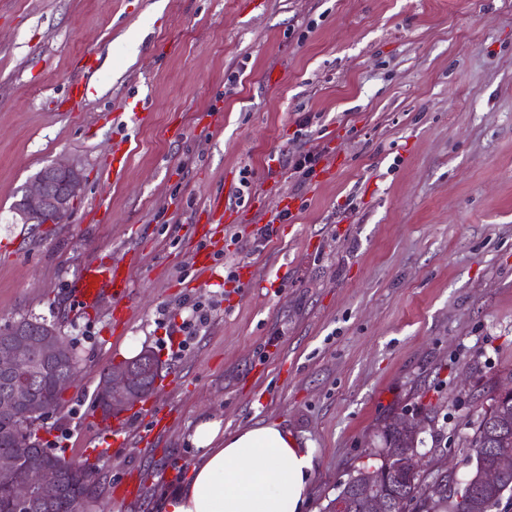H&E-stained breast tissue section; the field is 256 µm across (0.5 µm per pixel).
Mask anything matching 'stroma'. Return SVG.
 Here are the masks:
<instances>
[{"label": "stroma", "mask_w": 512, "mask_h": 512, "mask_svg": "<svg viewBox=\"0 0 512 512\" xmlns=\"http://www.w3.org/2000/svg\"><path fill=\"white\" fill-rule=\"evenodd\" d=\"M53 163L83 174L73 210L22 223L17 195ZM218 194L238 216L211 238ZM105 257L131 261L118 327L111 300L81 314L72 294ZM245 265L259 287L227 281ZM196 308L206 322L171 347L161 320ZM21 317L83 358L38 432L67 460L105 441L107 367L148 347L178 376L153 399L169 428L143 446L128 410L84 512H161L205 418L275 421L315 448L304 512L379 466L400 416L423 426L426 480L463 481L512 373V0H0V324ZM134 480L136 500L115 497ZM111 417V418H108ZM106 420L96 421L98 428L112 439V452L117 453L127 446L126 420L123 416H104Z\"/></svg>", "instance_id": "35a3bbf8"}]
</instances>
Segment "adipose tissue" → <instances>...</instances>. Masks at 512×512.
<instances>
[{"label":"adipose tissue","instance_id":"ef3b65f1","mask_svg":"<svg viewBox=\"0 0 512 512\" xmlns=\"http://www.w3.org/2000/svg\"><path fill=\"white\" fill-rule=\"evenodd\" d=\"M196 459L166 495L163 512H302L314 475V451L270 421L232 433L221 420L197 423Z\"/></svg>","mask_w":512,"mask_h":512}]
</instances>
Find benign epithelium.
<instances>
[{"instance_id":"1","label":"benign epithelium","mask_w":512,"mask_h":512,"mask_svg":"<svg viewBox=\"0 0 512 512\" xmlns=\"http://www.w3.org/2000/svg\"><path fill=\"white\" fill-rule=\"evenodd\" d=\"M82 173L74 166L55 164L41 169L24 189L23 196L14 211L25 224H39L49 216L65 218L78 198ZM0 346V383L5 391L0 393V412L5 414L22 411L33 415L38 421L49 414V408L40 402L35 390V380L45 364L60 357L65 339L50 325L34 331L10 327L4 331ZM155 364L143 351L128 363L112 370L98 389L100 410L115 412L133 406L149 397L155 384L146 387L140 384L142 373H150ZM416 444L409 445L399 456V467L408 476H421ZM512 470V454L502 452L494 464L483 468L473 482L487 492L499 488L503 475ZM0 485L9 488L17 502L32 506L39 502H60L63 484L61 480L44 475L42 458L29 456L27 470H17L16 460L11 455H0ZM356 497L364 512H388L389 497L386 489L373 471L363 472L354 483Z\"/></svg>"}]
</instances>
